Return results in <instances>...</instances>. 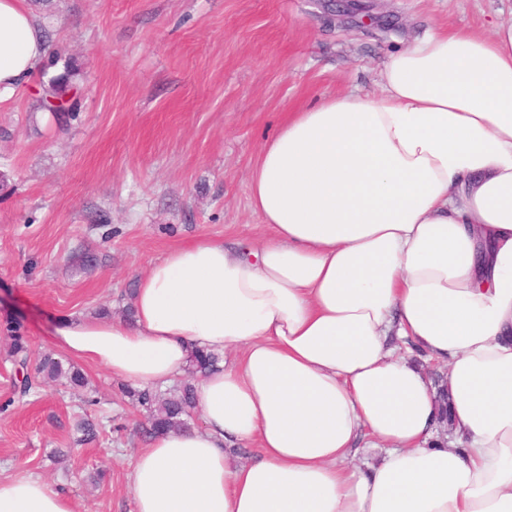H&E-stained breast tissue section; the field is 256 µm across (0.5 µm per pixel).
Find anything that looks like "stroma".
<instances>
[{"instance_id":"stroma-1","label":"stroma","mask_w":512,"mask_h":512,"mask_svg":"<svg viewBox=\"0 0 512 512\" xmlns=\"http://www.w3.org/2000/svg\"><path fill=\"white\" fill-rule=\"evenodd\" d=\"M334 0H50L32 10L49 53L0 106V323L17 322L29 357L53 352L68 315L125 319L137 282L172 248L207 236L251 246L261 218L249 177L261 144L323 97L374 94L399 40L435 26L486 31L512 0H375L380 25ZM71 72L70 112L33 104ZM0 338V477L61 489L75 512H134L131 471L146 444L120 380L83 365L11 403L15 370ZM109 417L77 444L81 415Z\"/></svg>"}]
</instances>
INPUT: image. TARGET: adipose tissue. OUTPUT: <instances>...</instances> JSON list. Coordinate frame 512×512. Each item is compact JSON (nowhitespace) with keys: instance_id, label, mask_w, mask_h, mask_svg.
<instances>
[{"instance_id":"adipose-tissue-1","label":"adipose tissue","mask_w":512,"mask_h":512,"mask_svg":"<svg viewBox=\"0 0 512 512\" xmlns=\"http://www.w3.org/2000/svg\"><path fill=\"white\" fill-rule=\"evenodd\" d=\"M46 54L24 0H0V105ZM377 86L266 139L257 247L177 246L139 279L133 323L59 321L54 346L142 388L194 350L233 356L197 386L201 426L137 454L136 512H512V20L403 42ZM421 355L447 368V444ZM365 446L381 455L362 468ZM0 512L74 510L13 477Z\"/></svg>"}]
</instances>
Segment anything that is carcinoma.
<instances>
[{"mask_svg":"<svg viewBox=\"0 0 512 512\" xmlns=\"http://www.w3.org/2000/svg\"><path fill=\"white\" fill-rule=\"evenodd\" d=\"M70 73L64 72L41 85L40 96L36 99L37 108L58 112L65 107L64 95L69 87ZM3 331L11 341L10 357L13 364L26 367L29 365V349L27 337L20 331L16 323L7 322ZM220 358L213 353L195 350L189 358L190 378L182 380L169 392L158 388H140L125 386L124 394L131 404L146 415L147 424L144 434L151 438L170 431L185 430L190 427L189 419L196 409L195 377L204 376L216 367ZM66 380L72 387L87 385L85 375L73 365L65 366L63 361L53 354H45L38 365L26 377L21 386L14 390V395L21 400L30 392L50 380Z\"/></svg>","mask_w":512,"mask_h":512,"instance_id":"carcinoma-1","label":"carcinoma"}]
</instances>
